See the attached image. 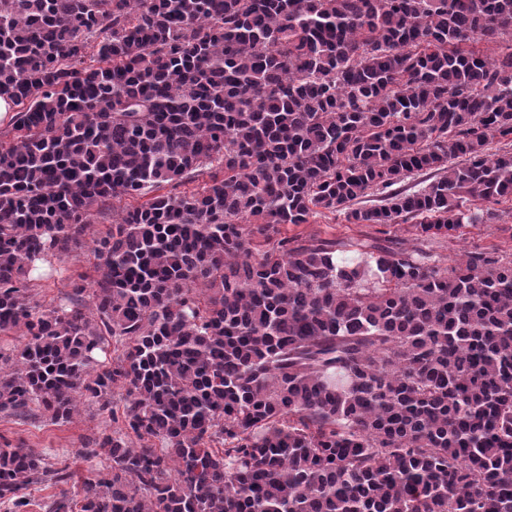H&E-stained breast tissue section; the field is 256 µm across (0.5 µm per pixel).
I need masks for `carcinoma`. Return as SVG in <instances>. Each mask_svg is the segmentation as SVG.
Instances as JSON below:
<instances>
[{
    "label": "carcinoma",
    "mask_w": 512,
    "mask_h": 512,
    "mask_svg": "<svg viewBox=\"0 0 512 512\" xmlns=\"http://www.w3.org/2000/svg\"><path fill=\"white\" fill-rule=\"evenodd\" d=\"M0 97V414L122 422L44 512H512V258L267 235L499 223L512 0H0ZM69 477L0 442L10 512ZM79 262H69L68 271H55L47 265H42L33 271V278L37 279L34 301L43 306H49L59 302V299L69 291V276L77 272H83L94 262L93 255L87 248L78 256Z\"/></svg>",
    "instance_id": "cac0c4a2"
}]
</instances>
